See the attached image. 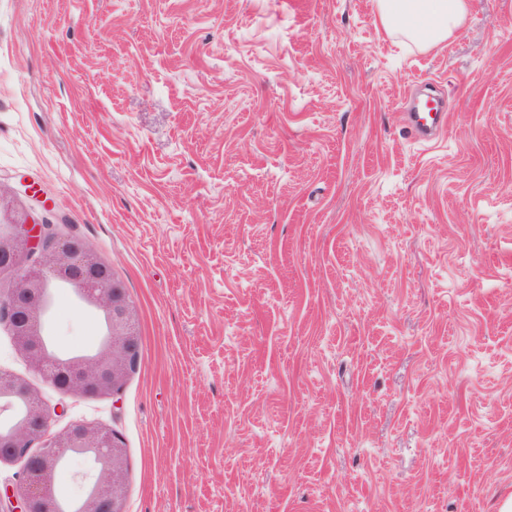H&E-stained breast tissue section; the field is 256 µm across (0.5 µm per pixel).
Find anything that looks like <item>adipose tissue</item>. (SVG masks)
<instances>
[{
  "mask_svg": "<svg viewBox=\"0 0 512 512\" xmlns=\"http://www.w3.org/2000/svg\"><path fill=\"white\" fill-rule=\"evenodd\" d=\"M376 19L389 33L431 47L462 29L470 0H376Z\"/></svg>",
  "mask_w": 512,
  "mask_h": 512,
  "instance_id": "1",
  "label": "adipose tissue"
}]
</instances>
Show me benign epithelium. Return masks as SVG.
Here are the masks:
<instances>
[{
    "label": "benign epithelium",
    "instance_id": "benign-epithelium-1",
    "mask_svg": "<svg viewBox=\"0 0 512 512\" xmlns=\"http://www.w3.org/2000/svg\"><path fill=\"white\" fill-rule=\"evenodd\" d=\"M47 229L0 218V325L49 386L76 397L114 395L138 363L136 311L93 249L77 237L57 239ZM58 285L102 316L105 332L94 350L65 354L52 347L45 324ZM53 415L25 381L0 370V462L25 460L10 490L16 512H125L127 450L111 430L91 423L55 432ZM70 457L87 459L91 467L75 473L79 495L62 501L55 477Z\"/></svg>",
    "mask_w": 512,
    "mask_h": 512
}]
</instances>
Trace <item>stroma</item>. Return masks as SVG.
<instances>
[{
    "instance_id": "obj_1",
    "label": "stroma",
    "mask_w": 512,
    "mask_h": 512,
    "mask_svg": "<svg viewBox=\"0 0 512 512\" xmlns=\"http://www.w3.org/2000/svg\"><path fill=\"white\" fill-rule=\"evenodd\" d=\"M449 113L405 127L421 83ZM0 210L108 262L126 512H495L512 494V0L423 48L374 0H0ZM51 332L103 324L53 291Z\"/></svg>"
}]
</instances>
